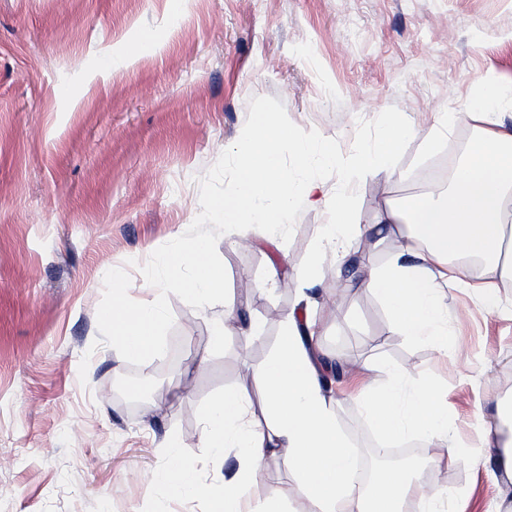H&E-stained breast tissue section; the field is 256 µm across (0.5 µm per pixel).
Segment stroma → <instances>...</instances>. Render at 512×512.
Here are the masks:
<instances>
[{"mask_svg":"<svg viewBox=\"0 0 512 512\" xmlns=\"http://www.w3.org/2000/svg\"><path fill=\"white\" fill-rule=\"evenodd\" d=\"M148 29L163 33L156 53L101 73L104 53ZM490 83L512 91V0H185L175 15L168 0H0V512H207V497L153 474L177 458L214 488L236 468L205 447L202 420L225 388L259 399L253 374L297 309L298 274L317 252L324 277L313 294L339 314L322 328V354L432 377L463 444L437 466L422 440L385 438L348 397L344 375L336 420L356 452L371 440L409 455L417 494L452 490L465 512H512V495L497 494L506 475L476 445L497 403L512 399V284L500 283L492 313L446 289L448 335L468 349L461 358L399 333L373 293L335 286L337 272L390 261L380 208L405 213L414 197L447 189L425 175L463 158L483 126L470 103ZM255 96L281 101L296 125L346 154L358 120L390 106L417 136L350 187L370 230L344 266L318 249L325 206L298 209L283 231L244 246L218 241L227 304L262 321L260 335L225 320L226 304L196 310L173 295L179 358L128 364L96 343L104 275L125 268L130 297L149 298L141 265L198 216L199 180L237 141ZM440 112L456 119L439 136ZM248 497L308 507L282 456Z\"/></svg>","mask_w":512,"mask_h":512,"instance_id":"obj_1","label":"stroma"}]
</instances>
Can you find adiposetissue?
<instances>
[{"mask_svg":"<svg viewBox=\"0 0 512 512\" xmlns=\"http://www.w3.org/2000/svg\"><path fill=\"white\" fill-rule=\"evenodd\" d=\"M414 133L412 125L391 117L382 149L363 150L331 192L312 171L297 180L284 177L276 154L285 141L301 162L335 167L339 160L333 146L311 137L284 138L272 113H257L234 147L236 179L210 211L243 243L249 230L284 227L297 206L329 204L334 219L321 227L320 246L346 260L349 241L362 237L366 227L353 215L345 185L376 164L389 163ZM410 213L406 219L391 207L378 211L377 223L401 235L390 262L364 269L356 278L339 277L338 287L344 293L376 294L402 335L462 356L464 346L448 336L440 288H468L491 302L499 283L512 282V127L499 122L483 129L458 166L447 196H417ZM320 316L330 320L337 313L309 299L283 322L278 350L254 375L263 386L262 412H254L242 388L225 390L210 405L203 439L208 447L235 451L239 466L212 495L209 512H242L248 487L264 463L280 455L287 457L309 512H444L454 493L413 501L416 476L411 471L392 468L371 485L359 483V458L338 428L333 381L316 349ZM346 371L361 379L355 398L385 435L423 439L435 448V463L454 459L457 436L431 378L419 381L406 370L372 360L348 363Z\"/></svg>","mask_w":512,"mask_h":512,"instance_id":"adipose-tissue-1","label":"adipose tissue"}]
</instances>
